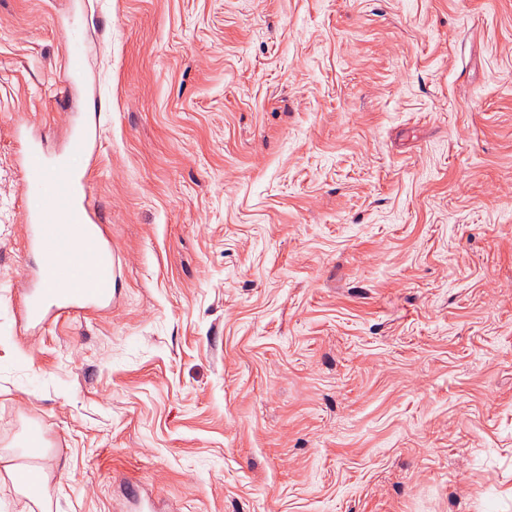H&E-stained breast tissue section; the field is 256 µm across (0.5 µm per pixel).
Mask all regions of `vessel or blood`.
Listing matches in <instances>:
<instances>
[{
    "instance_id": "b4317fda",
    "label": "vessel or blood",
    "mask_w": 512,
    "mask_h": 512,
    "mask_svg": "<svg viewBox=\"0 0 512 512\" xmlns=\"http://www.w3.org/2000/svg\"><path fill=\"white\" fill-rule=\"evenodd\" d=\"M87 65L81 34L72 30L63 94L76 89ZM99 149L97 118L91 114H78L58 151H47L37 137L26 140L20 158L21 211L26 254L37 263L16 299L15 316L22 332L33 334L64 317L105 311L114 302L120 266L105 218L89 201Z\"/></svg>"
}]
</instances>
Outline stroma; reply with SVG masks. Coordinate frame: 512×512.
<instances>
[{"label": "stroma", "instance_id": "35a3bbf8", "mask_svg": "<svg viewBox=\"0 0 512 512\" xmlns=\"http://www.w3.org/2000/svg\"><path fill=\"white\" fill-rule=\"evenodd\" d=\"M0 0V512H512V0ZM99 103L110 311L16 327L15 124ZM87 54L79 30L75 27L66 47L67 80L62 89L63 102L69 97L72 90L82 81L87 73ZM23 467L30 468L34 470L40 477L42 481V490L48 494L49 492V476L43 471L41 467L35 465L28 464H18L16 463V457L9 455H0V478L2 475L6 478L11 479L16 482L15 476L16 472Z\"/></svg>", "mask_w": 512, "mask_h": 512}]
</instances>
